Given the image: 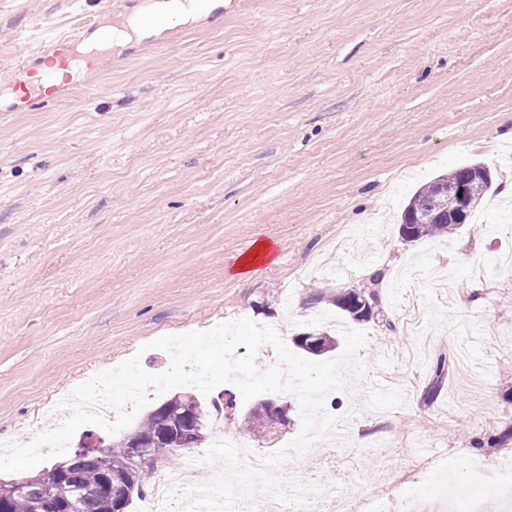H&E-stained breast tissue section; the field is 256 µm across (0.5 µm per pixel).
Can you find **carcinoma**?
I'll return each instance as SVG.
<instances>
[{
	"mask_svg": "<svg viewBox=\"0 0 512 512\" xmlns=\"http://www.w3.org/2000/svg\"><path fill=\"white\" fill-rule=\"evenodd\" d=\"M492 179L490 169L481 163L452 168L448 173L435 177L418 188L409 198L401 213L399 232H404L405 225H410L413 239L416 241L453 234L460 225L448 222L447 211L453 206V201L439 194V185L463 182L467 184L470 195L481 202ZM355 293L354 289L339 291L332 295V302L351 320L363 322L367 317L357 316L356 311L350 306V300ZM294 343L309 355L322 356L336 350L338 339L328 331L317 329L309 330L305 335L298 334ZM445 365L446 360L443 358L436 362L432 381L424 391L425 400L431 402L439 395L441 384L448 373ZM187 397L189 394L182 393L178 400L172 396L166 398L160 403L162 410L149 411L138 426V434L150 447L153 456L150 464L152 471L183 453V450L173 448L170 442L160 438L159 429L161 422L165 420L175 424L184 422L180 401ZM275 423L286 426L288 418L274 416L268 405L262 401L253 405L242 419L244 432L254 436L269 433V427ZM126 448V439L122 438L100 449L114 466L112 483L115 485H124L128 479L126 471L122 468ZM68 485L78 496L76 512H114L112 496L99 490L100 475L95 465L73 462L68 471ZM60 493V485L55 480L39 478L27 485L21 495L10 504V512H36L37 504L54 501L59 498Z\"/></svg>",
	"mask_w": 512,
	"mask_h": 512,
	"instance_id": "cac0c4a2",
	"label": "carcinoma"
}]
</instances>
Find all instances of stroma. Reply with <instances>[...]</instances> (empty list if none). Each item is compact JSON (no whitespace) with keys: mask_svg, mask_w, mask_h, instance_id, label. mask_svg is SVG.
I'll list each match as a JSON object with an SVG mask.
<instances>
[{"mask_svg":"<svg viewBox=\"0 0 512 512\" xmlns=\"http://www.w3.org/2000/svg\"><path fill=\"white\" fill-rule=\"evenodd\" d=\"M147 2L0 0V440L56 427L62 394L133 355L164 372L165 335L246 318L293 345L333 309L314 293L379 271L359 366L326 400L334 462L291 457L248 492L482 487L468 459L512 457V439L472 445L512 425V0H201L13 110L7 76L39 72L42 42ZM473 161L495 175L488 208L401 241L411 194ZM262 240L272 258L238 271ZM238 418L225 429L265 455L301 426L295 407L272 437ZM45 82L47 83L45 86L33 88L29 94L20 100L22 111L29 109L36 103H43L46 99L57 97L62 88L73 83V78L69 76L61 82H56L55 75L49 74L45 77Z\"/></svg>","mask_w":512,"mask_h":512,"instance_id":"stroma-1","label":"stroma"}]
</instances>
